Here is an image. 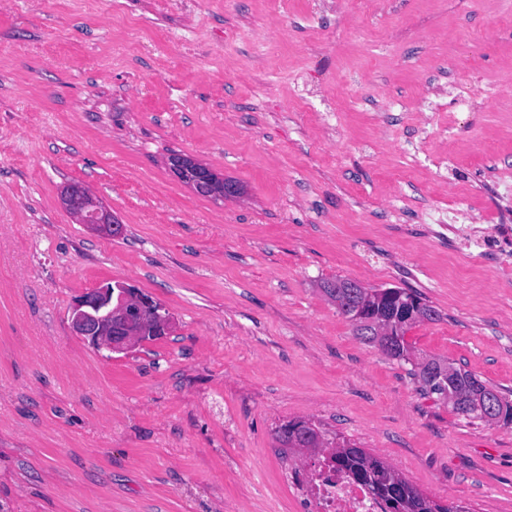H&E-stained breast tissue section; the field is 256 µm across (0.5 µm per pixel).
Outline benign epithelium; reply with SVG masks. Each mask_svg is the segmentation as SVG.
Returning a JSON list of instances; mask_svg holds the SVG:
<instances>
[{"label": "benign epithelium", "instance_id": "7a95c632", "mask_svg": "<svg viewBox=\"0 0 512 512\" xmlns=\"http://www.w3.org/2000/svg\"><path fill=\"white\" fill-rule=\"evenodd\" d=\"M169 170L180 181L193 189L211 186L214 171L205 165L188 161L182 155H172L168 160ZM60 201L63 208L96 232L118 237L123 225L115 222L112 213L88 188L81 184L65 186ZM155 317L170 322L162 307L135 288L123 283L107 285L82 295L71 307V326L75 334L90 344L111 352H123L142 339V327L147 318ZM431 374L448 379L446 391L448 402L468 414L485 417L493 412V401L487 391L476 388L466 393L455 389L457 370L453 366L427 361L423 363ZM322 440L319 432L309 422L296 427L293 443L297 447H314Z\"/></svg>", "mask_w": 512, "mask_h": 512}]
</instances>
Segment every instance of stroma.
Here are the masks:
<instances>
[{"instance_id": "obj_1", "label": "stroma", "mask_w": 512, "mask_h": 512, "mask_svg": "<svg viewBox=\"0 0 512 512\" xmlns=\"http://www.w3.org/2000/svg\"><path fill=\"white\" fill-rule=\"evenodd\" d=\"M0 0V512H296L283 447L305 420L433 500L512 512V423L470 424L411 362L356 336L321 284L402 288L436 316L412 354L512 401V0ZM473 83L418 116L428 72ZM334 108L297 98L301 71ZM399 101L374 112V86ZM237 183L215 200L168 169ZM87 185L124 226L61 206ZM122 282L165 336L109 354L81 295ZM189 158L182 155H172L168 160L169 170L180 181L190 185L195 191L202 187H213L211 184V176H218L208 166L188 162ZM63 208L80 224L96 232L118 237L123 225L116 223L112 213L88 188L82 184H68L60 195Z\"/></svg>"}]
</instances>
